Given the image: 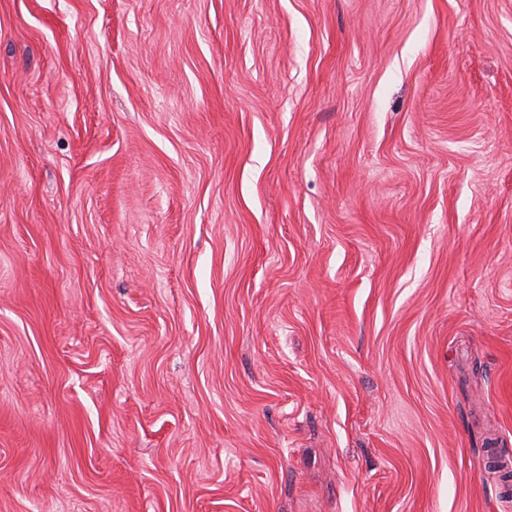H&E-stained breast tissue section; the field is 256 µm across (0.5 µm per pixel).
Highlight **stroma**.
Wrapping results in <instances>:
<instances>
[{"label":"stroma","instance_id":"1","mask_svg":"<svg viewBox=\"0 0 512 512\" xmlns=\"http://www.w3.org/2000/svg\"><path fill=\"white\" fill-rule=\"evenodd\" d=\"M512 0H0V512H512Z\"/></svg>","mask_w":512,"mask_h":512}]
</instances>
